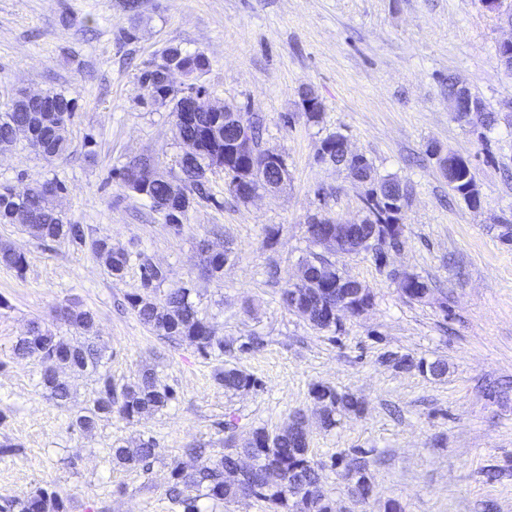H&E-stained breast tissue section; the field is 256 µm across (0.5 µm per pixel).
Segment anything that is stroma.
<instances>
[{
  "mask_svg": "<svg viewBox=\"0 0 512 512\" xmlns=\"http://www.w3.org/2000/svg\"><path fill=\"white\" fill-rule=\"evenodd\" d=\"M124 4L0 0V104L21 87L78 100L70 157L0 155V183H62L56 204L68 223L131 255L115 277L87 247L0 224V242L28 258L21 275L0 265V501L48 489L67 497V512H175L166 496L173 461L210 465L254 429L277 432L301 411L311 455L324 466V493L341 512H387L391 501L403 512H512V244L502 241L503 224L512 223V73L496 55L512 37L505 13L482 0H140L134 13ZM86 15L94 31L79 26ZM128 30L134 40H125ZM170 45L210 57L201 82L212 100L259 123L262 148L281 153L288 169L278 193L245 203L228 192L223 173L212 175L210 199L193 205L178 234L117 175L138 155L158 171L177 169L184 147L174 118L143 104L138 82ZM450 76L496 113L487 135L454 120ZM305 89L322 103L318 122L301 113ZM337 133L377 178H398L413 191L405 243L385 263L365 251L332 255L373 288L375 301L327 332L289 312L280 291L314 250L309 217L365 214L363 186L317 157ZM432 145L471 161L480 208L449 189L427 152ZM202 240L228 252L220 276L200 264ZM145 261L168 273L153 298L189 289L223 337V355L203 356L140 323L126 298L141 292ZM396 272L428 280L429 301L402 296ZM64 304L94 313L90 335L105 350L113 387L147 369L175 399L131 421L102 416L81 431L75 419L90 406L98 375L59 370L71 386L60 405L41 385L45 363L12 354L33 321L74 337L59 319ZM254 336L262 347L242 350ZM387 352L445 361L447 373L396 369L382 362ZM225 366L253 375L257 389L225 391L215 378ZM316 385L355 394L362 414L324 426L310 396ZM148 438L156 449L147 468L117 466L108 454ZM200 446L205 455L186 456ZM358 450L376 459L363 504L351 501L332 466Z\"/></svg>",
  "mask_w": 512,
  "mask_h": 512,
  "instance_id": "stroma-1",
  "label": "stroma"
}]
</instances>
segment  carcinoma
<instances>
[{
    "label": "carcinoma",
    "mask_w": 512,
    "mask_h": 512,
    "mask_svg": "<svg viewBox=\"0 0 512 512\" xmlns=\"http://www.w3.org/2000/svg\"><path fill=\"white\" fill-rule=\"evenodd\" d=\"M162 54L191 73L203 74L210 66V60L203 52L188 54L180 47L170 45ZM139 82L144 91L143 100L152 106L167 109L174 119L180 120L178 137L183 142L197 145L198 152L193 155V161L179 162L178 174L172 177L161 175L144 187L132 179V173L151 166V160L147 157L130 160L119 171V177L125 188L147 198L154 210L163 216L165 223L178 234L195 198L209 197V174L224 165V113L191 111L188 100L178 96L165 75L149 66L140 72ZM77 109L76 98L56 91L47 92L39 100L15 99L11 105L0 109V154L21 148L45 159L68 156V130ZM428 153L436 158L438 166L448 165L449 189L455 195L465 197L464 188L469 177L474 175L473 170L460 165L455 153L443 154L434 146L428 148ZM49 188L65 191L63 184L50 180L32 185L18 196L14 193L13 185L1 183L0 224L13 223V214L20 210L27 218L24 230L35 239L45 242L63 238L81 246L87 243L113 276H121L129 254L112 249L106 237L86 241L80 225L67 223L62 211L47 207L45 193ZM386 235H392L391 217L382 216L379 204L366 199L361 238H382ZM0 264L21 275L28 266V260L24 253L1 242ZM307 264L310 277L324 278L331 284L336 282V269L331 261L315 255ZM166 279V271L151 263L142 264L144 288H152ZM346 284L344 295L339 298L334 290L322 298L309 297L303 304L307 311L304 319L318 330H338L340 321L336 320V300H346L351 305L357 302L354 295L359 293L368 297L373 294L372 288L356 279L348 278ZM128 304L138 320L157 335L171 341L186 340L206 356L215 351L224 352V340L216 336L211 325L199 316L195 305L189 300L188 289H171L160 305L150 295L141 293L130 295ZM59 317L67 327L85 332L90 331L95 321L91 311L70 305L60 307ZM13 355L17 358L37 357L54 361L75 374L98 370L103 359L102 350L94 341H73L43 329L36 321L31 322L27 336L14 345ZM385 360L405 371H430L435 376H441L446 371L443 362L417 361L408 355L392 353ZM216 380L229 391L258 387L252 375L237 368L217 372ZM99 381L100 388L92 406L76 419V425L81 430L92 429L101 414L115 412L130 421L174 399V391L159 387L149 371L143 372L138 381L119 392L112 387L109 375H101ZM41 384L55 401L65 403L70 399L68 384L54 377L50 371L42 374ZM311 397L320 402L322 420L327 426L336 423L335 416L340 412L359 414L363 411L362 403L353 393L340 392L330 386H314ZM304 419L305 416L297 411L289 417L288 424L276 433L264 428L253 430L242 447L220 457L210 467L190 469L181 462L173 463L169 489L171 499L182 508V512H204L199 505L202 497L225 503L248 495L266 503L271 512H336V503L321 491L322 466L310 455L308 436L302 430ZM153 454L154 441L151 439L134 448L118 446L110 449L113 461L130 468L147 466ZM245 455L254 458L253 469L248 473L238 470L239 458ZM368 466L369 459L363 455L357 456L344 467L341 477L366 486L365 472ZM184 488H195L202 492V496H185L182 492ZM0 512H67L66 498L57 491L39 489L24 499L4 501L0 505Z\"/></svg>",
    "instance_id": "cac0c4a2"
}]
</instances>
